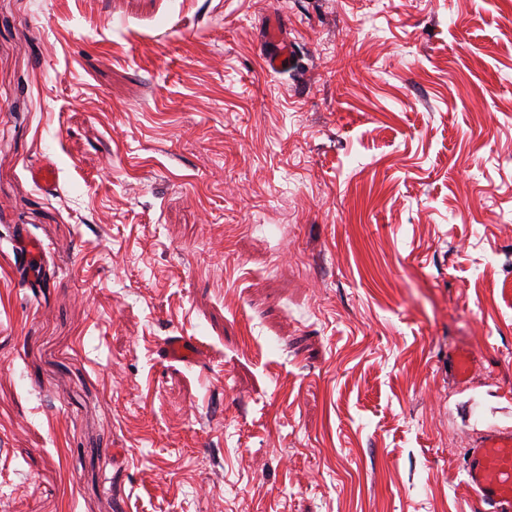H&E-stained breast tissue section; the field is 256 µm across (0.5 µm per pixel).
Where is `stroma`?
<instances>
[{
    "label": "stroma",
    "instance_id": "obj_1",
    "mask_svg": "<svg viewBox=\"0 0 512 512\" xmlns=\"http://www.w3.org/2000/svg\"><path fill=\"white\" fill-rule=\"evenodd\" d=\"M507 426L512 0H0V512H480ZM271 48L266 54V62L272 70H283L288 68L290 62V49L288 44L282 42L275 33L269 37ZM12 252L15 258V270L20 278L33 272L44 253L43 245L36 240H30L24 235H18L13 240ZM166 359L193 361L201 356L199 346L185 336H169L163 343ZM466 486L485 512L512 511V427L485 431L464 461Z\"/></svg>",
    "mask_w": 512,
    "mask_h": 512
}]
</instances>
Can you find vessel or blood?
Listing matches in <instances>:
<instances>
[{
    "label": "vessel or blood",
    "instance_id": "vessel-or-blood-1",
    "mask_svg": "<svg viewBox=\"0 0 512 512\" xmlns=\"http://www.w3.org/2000/svg\"><path fill=\"white\" fill-rule=\"evenodd\" d=\"M266 54L268 67L286 69L290 62L287 43L270 35ZM17 275L30 274L43 253V245L20 235L12 243ZM166 359L192 361L200 357L199 346L183 336L168 337L163 344ZM466 486L484 512H512V427L485 431L470 448L464 461Z\"/></svg>",
    "mask_w": 512,
    "mask_h": 512
}]
</instances>
